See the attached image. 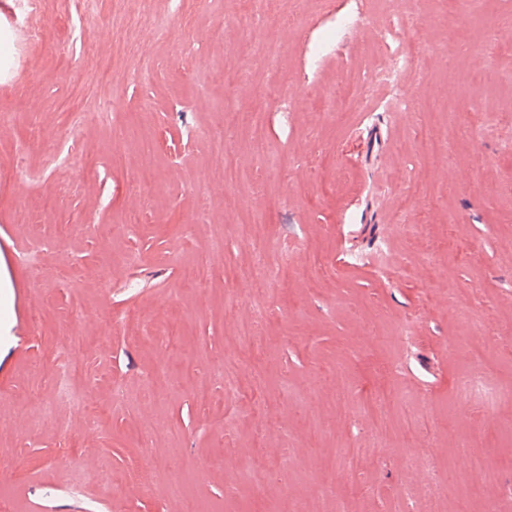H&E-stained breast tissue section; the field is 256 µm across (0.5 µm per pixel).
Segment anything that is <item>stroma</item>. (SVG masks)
<instances>
[{
	"instance_id": "stroma-1",
	"label": "stroma",
	"mask_w": 512,
	"mask_h": 512,
	"mask_svg": "<svg viewBox=\"0 0 512 512\" xmlns=\"http://www.w3.org/2000/svg\"><path fill=\"white\" fill-rule=\"evenodd\" d=\"M14 5L0 0V112L13 115L0 125V272L14 321L0 349V512H278L286 485L299 503L320 485L348 512H392L396 492L423 502L438 473L463 469L469 446L501 479L468 497L443 483L442 507L478 512L494 500L512 512V406L454 409L471 335L496 338L489 373L512 382V248L495 232L512 227V105L491 114L479 96L512 70V0L466 23L462 0H403L395 16L378 0H276L257 29L238 0H99L91 18L81 0H39L35 46L7 17ZM393 26L410 60L397 89L373 91L380 34ZM251 35L281 45L285 87L261 83L262 60L240 50ZM395 92L409 111L390 107ZM223 98L241 120L261 113L275 153L295 159L281 168L231 145L253 174L232 202L223 160L200 137ZM430 100L453 107L452 155L432 164L421 153ZM145 107L154 178L136 192ZM71 145L82 166L55 165ZM243 208L264 228L247 245L234 233ZM210 224L224 227L223 252L210 249ZM296 238L287 277L269 285L256 253ZM36 241L32 270L18 255ZM169 251L183 261L164 262ZM132 252L134 267L123 261ZM226 267L237 272L229 286ZM266 297L260 334L236 341L231 329ZM408 321L404 343L395 333ZM64 354L85 369V402L47 416ZM188 357L197 374L234 366L238 395L219 385L198 400ZM346 384L377 416L336 408ZM402 385L421 405L403 435L391 422ZM160 424L164 439L147 441ZM380 431L387 447L351 449ZM420 448L436 471L409 465ZM259 469L279 481L254 484Z\"/></svg>"
}]
</instances>
